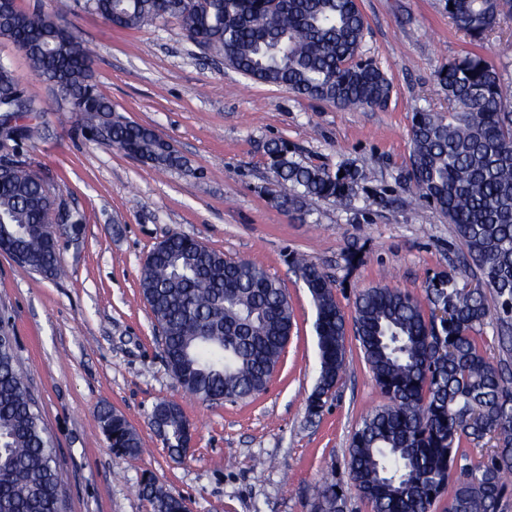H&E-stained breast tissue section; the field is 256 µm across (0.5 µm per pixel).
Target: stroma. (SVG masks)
<instances>
[{"mask_svg": "<svg viewBox=\"0 0 512 512\" xmlns=\"http://www.w3.org/2000/svg\"><path fill=\"white\" fill-rule=\"evenodd\" d=\"M16 3L67 22L89 48L93 78L113 108L154 129L188 162L161 172L94 141L26 59L0 43L21 87L45 108L32 139L9 142L0 156L30 161L85 224L79 241L61 244L64 278L22 271L0 254V307L55 437L71 512H151L139 493L149 474L186 497L193 512H311L327 480L343 487L344 512H371L346 461L353 432L383 398L351 338L334 398L309 415L319 373L315 309L288 260L296 254L319 264L348 314L358 292L378 284L419 295L429 277L451 270L459 284L477 283L453 226L405 182L409 133L417 110L447 111L436 74L450 61L481 54L512 82V17L475 42L452 26L446 0H358L366 19L361 53L392 91L384 107L349 111L226 68L173 20L116 30L86 0ZM272 139L332 171L342 162L365 167L351 206L316 200L303 219L275 207L278 187L263 149ZM172 231L262 264L285 289L293 332L268 391L253 400L199 401L167 369L138 278ZM162 399L180 404L195 428L180 461L147 422ZM103 406L137 429L141 456L112 452L96 419Z\"/></svg>", "mask_w": 512, "mask_h": 512, "instance_id": "1", "label": "stroma"}]
</instances>
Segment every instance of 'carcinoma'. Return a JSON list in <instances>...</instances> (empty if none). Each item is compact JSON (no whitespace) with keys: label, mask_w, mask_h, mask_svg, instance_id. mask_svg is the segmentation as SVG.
I'll list each match as a JSON object with an SVG mask.
<instances>
[{"label":"carcinoma","mask_w":512,"mask_h":512,"mask_svg":"<svg viewBox=\"0 0 512 512\" xmlns=\"http://www.w3.org/2000/svg\"><path fill=\"white\" fill-rule=\"evenodd\" d=\"M448 17L473 41L512 15V0H450ZM112 27L141 30L169 19L197 47L254 81L284 87L343 109L381 107L391 84L380 67L359 57L365 20L357 0H89ZM0 39L26 58L44 83L59 86L76 122L106 130L108 144L158 170L183 165L150 127L116 112L99 92L89 52L58 16L0 5ZM437 80L448 97L446 113L419 110L410 130L412 182L419 197L454 226L466 261L483 287H457L450 272L435 274L424 296L382 284L354 301L359 342L384 402L368 413L348 448L350 482L372 512H431L448 493V512H503L512 486V372L484 349L492 321L486 293L500 319L512 318V90L499 70L478 54L442 66ZM0 110L15 120L43 111L18 83L13 63L0 56ZM280 186L276 207L309 214L314 199L351 205L363 168L344 176L265 145ZM62 206L25 161L0 170V245L22 270L46 278L64 273L53 224ZM294 273L316 312L319 375L307 410L319 414L332 399L345 367L348 320L330 276L297 259ZM140 294L163 352L181 388L202 402L239 403L263 394L280 363L294 318L279 281L252 260H233L203 242L173 231L147 255ZM9 319L0 316V512H68L69 501L54 438L28 388ZM166 448L180 453L191 424L179 404L161 400ZM101 432L122 457L143 452L142 439L111 407L97 412ZM492 449L474 464L466 447ZM140 494L152 512H183L184 497L150 475ZM344 494L323 482L312 512H343Z\"/></svg>","instance_id":"cac0c4a2"}]
</instances>
